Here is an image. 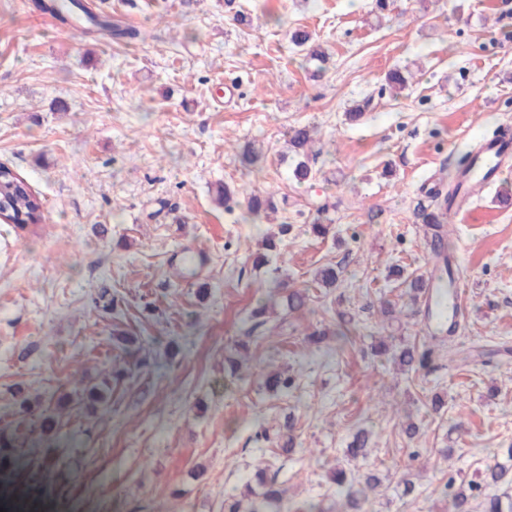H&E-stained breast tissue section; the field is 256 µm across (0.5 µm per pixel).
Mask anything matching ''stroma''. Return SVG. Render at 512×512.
Listing matches in <instances>:
<instances>
[{"label": "stroma", "instance_id": "stroma-1", "mask_svg": "<svg viewBox=\"0 0 512 512\" xmlns=\"http://www.w3.org/2000/svg\"><path fill=\"white\" fill-rule=\"evenodd\" d=\"M83 2L142 39H97L37 0H0V162L45 203L26 233L0 223V505L224 512L225 494L275 461L288 512H305L336 500L328 474L365 427L370 452L351 467L384 481L366 512H448V479L479 480L512 448V204L500 190L445 218L466 291L451 350L401 374L372 347L433 344L391 270L427 274V183L448 190L466 151L512 127V0H390L383 12L375 0ZM299 28L326 60L292 44ZM394 69L408 79L397 97ZM295 126L315 131L307 182L293 176ZM249 146L258 165L242 161ZM220 182L231 208L214 201ZM254 192L281 200L278 213L249 219ZM321 212L324 238L309 231ZM265 231L280 244L259 266ZM329 264L342 270L333 289L315 280ZM293 289L306 310L254 327L257 301ZM316 328L329 333L317 347L305 340ZM242 340L251 357L233 378L224 358ZM277 367L295 385L273 395L260 379ZM20 389L43 407L72 393L52 439ZM92 389L107 392L95 412L79 401ZM288 416L295 448L276 460L255 433Z\"/></svg>", "mask_w": 512, "mask_h": 512}]
</instances>
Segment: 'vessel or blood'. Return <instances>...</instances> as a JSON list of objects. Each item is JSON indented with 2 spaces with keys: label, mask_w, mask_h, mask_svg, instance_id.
<instances>
[{
  "label": "vessel or blood",
  "mask_w": 512,
  "mask_h": 512,
  "mask_svg": "<svg viewBox=\"0 0 512 512\" xmlns=\"http://www.w3.org/2000/svg\"><path fill=\"white\" fill-rule=\"evenodd\" d=\"M478 163L475 169L460 179L458 194L448 207L455 212L466 210L472 201L492 189L504 168L512 166V132L504 131L499 136L484 140L477 150ZM425 308L430 309L431 317L428 329H437L442 323L454 320L456 316L455 299L460 295L457 282H450L447 292H440L436 277H429Z\"/></svg>",
  "instance_id": "obj_1"
}]
</instances>
